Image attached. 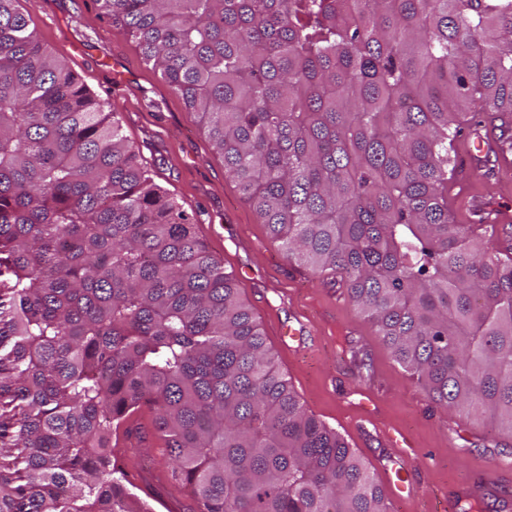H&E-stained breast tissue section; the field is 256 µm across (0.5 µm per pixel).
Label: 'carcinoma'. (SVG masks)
Segmentation results:
<instances>
[{
  "mask_svg": "<svg viewBox=\"0 0 512 512\" xmlns=\"http://www.w3.org/2000/svg\"><path fill=\"white\" fill-rule=\"evenodd\" d=\"M281 244L434 403L512 433V260L448 217L474 107L512 115V0H96ZM0 0V512H391L276 368L233 274L107 102ZM147 431L149 435L136 442L137 446L129 448L127 453L122 448L118 452L112 447V462L126 472L128 481L133 485L128 486L131 491L153 504L156 512H168L164 508L166 497L177 499L180 507L179 510L177 504L170 501L168 510L194 512V500L189 490L171 479V467L164 450L159 446L158 439L152 435L151 429ZM150 491L154 493V497L146 498L143 493Z\"/></svg>",
  "mask_w": 512,
  "mask_h": 512,
  "instance_id": "carcinoma-1",
  "label": "carcinoma"
}]
</instances>
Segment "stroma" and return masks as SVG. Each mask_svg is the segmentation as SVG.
Listing matches in <instances>:
<instances>
[{
	"label": "stroma",
	"instance_id": "stroma-1",
	"mask_svg": "<svg viewBox=\"0 0 512 512\" xmlns=\"http://www.w3.org/2000/svg\"><path fill=\"white\" fill-rule=\"evenodd\" d=\"M18 8L41 43L106 100L154 180L196 214L198 236L235 275L277 369H289L288 380L306 410L356 450L379 485L385 482L384 465L395 455L383 431L410 437L415 446L410 466L422 498L399 501L386 488L392 512H425L435 497L470 474L494 460L512 459V434L433 403L392 360L341 288L318 283L305 266L285 258L227 177L223 157L194 115L136 44L101 14L96 0H19ZM117 71L125 75L118 88L112 79ZM300 315L313 332L305 349L293 351L277 336ZM112 460L126 472L134 493H153L155 512H166L168 497L178 500L179 512H193L189 490L172 480L154 436L128 452H113Z\"/></svg>",
	"mask_w": 512,
	"mask_h": 512
}]
</instances>
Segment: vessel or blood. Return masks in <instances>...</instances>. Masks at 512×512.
Instances as JSON below:
<instances>
[{"mask_svg": "<svg viewBox=\"0 0 512 512\" xmlns=\"http://www.w3.org/2000/svg\"><path fill=\"white\" fill-rule=\"evenodd\" d=\"M463 142L465 147L456 153L454 169L448 182V211L455 214L461 209H468L475 217L472 229L476 234L499 238L504 224L512 222V213L499 209L486 197L466 194L465 188L478 178L487 161H494L501 171L512 170V128L504 124L499 129L498 138L489 139L478 133L464 136ZM386 439L398 450L394 469L398 478L397 491L414 493V483L406 476L413 450L410 438L402 433H390ZM509 489H512V463L500 461L477 472L470 484L445 492L440 512H459L465 501L476 500L486 494L499 496Z\"/></svg>", "mask_w": 512, "mask_h": 512, "instance_id": "b4317fda", "label": "vessel or blood"}]
</instances>
